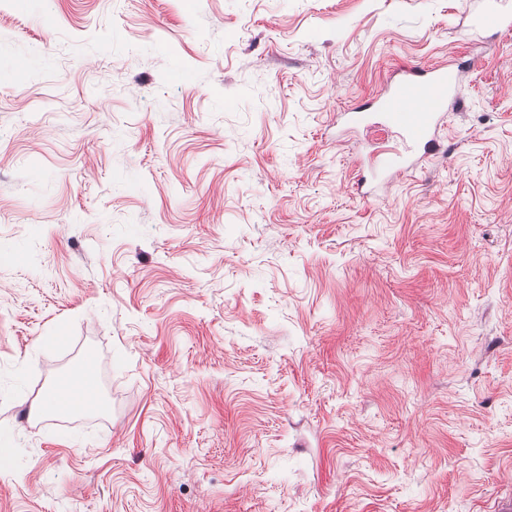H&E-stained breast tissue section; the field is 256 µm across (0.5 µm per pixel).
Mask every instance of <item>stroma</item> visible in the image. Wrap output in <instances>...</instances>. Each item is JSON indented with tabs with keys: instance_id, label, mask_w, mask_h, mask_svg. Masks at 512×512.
Returning <instances> with one entry per match:
<instances>
[{
	"instance_id": "obj_1",
	"label": "stroma",
	"mask_w": 512,
	"mask_h": 512,
	"mask_svg": "<svg viewBox=\"0 0 512 512\" xmlns=\"http://www.w3.org/2000/svg\"><path fill=\"white\" fill-rule=\"evenodd\" d=\"M481 0H0V512L512 491V32ZM460 65L441 149L341 118ZM94 355L102 406L37 404ZM476 26L488 29H501L510 31L512 29V15L497 10H488L480 16L474 18L469 25L464 26L461 29L462 35L469 37L470 30Z\"/></svg>"
}]
</instances>
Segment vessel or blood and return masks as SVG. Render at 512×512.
<instances>
[{"label": "vessel or blood", "mask_w": 512, "mask_h": 512, "mask_svg": "<svg viewBox=\"0 0 512 512\" xmlns=\"http://www.w3.org/2000/svg\"><path fill=\"white\" fill-rule=\"evenodd\" d=\"M461 82L455 69L434 66L412 70L392 82L378 100L386 126L398 129L403 138L421 147L424 153L436 151V133L449 100L458 99Z\"/></svg>", "instance_id": "obj_1"}]
</instances>
